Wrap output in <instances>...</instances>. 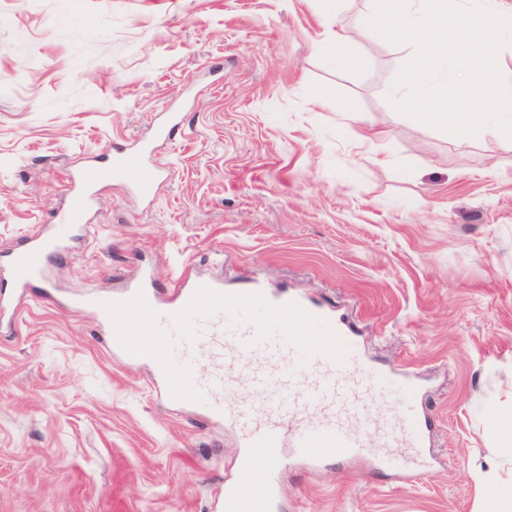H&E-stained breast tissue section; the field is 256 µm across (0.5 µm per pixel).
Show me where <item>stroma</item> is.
Here are the masks:
<instances>
[{
	"label": "stroma",
	"instance_id": "35a3bbf8",
	"mask_svg": "<svg viewBox=\"0 0 512 512\" xmlns=\"http://www.w3.org/2000/svg\"><path fill=\"white\" fill-rule=\"evenodd\" d=\"M373 0H0V255L64 204L68 172L149 137L153 200L104 185L89 235L0 335V512H213L231 428L157 397L149 363L114 355L61 307L138 266L296 294L417 385L423 468L289 458L287 512H476L475 474L512 450V142L463 140L394 110L412 56L360 29ZM357 29L346 56L327 30ZM376 137L358 145L348 108ZM487 430L497 441L512 442V413L495 411L487 421Z\"/></svg>",
	"mask_w": 512,
	"mask_h": 512
}]
</instances>
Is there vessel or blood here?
Returning a JSON list of instances; mask_svg holds the SVG:
<instances>
[{
  "label": "vessel or blood",
  "mask_w": 512,
  "mask_h": 512,
  "mask_svg": "<svg viewBox=\"0 0 512 512\" xmlns=\"http://www.w3.org/2000/svg\"><path fill=\"white\" fill-rule=\"evenodd\" d=\"M177 128V122H165L154 141L116 148L107 164L93 163L71 172L69 198L53 216L48 231L26 239L0 267L13 289L11 295H0V333L11 330V316L22 300L32 288L45 286L48 266L66 256L78 230L87 229V216L98 200L100 186L118 181L141 199L154 197L164 177L163 169L152 160L155 145L172 139ZM202 286L218 292L224 289L222 280L183 272L167 295L156 287L150 269L142 267L121 297L126 300L144 292L159 314L160 325L170 330L174 314ZM70 305L89 309L112 352L134 361V354L124 353L118 343L99 299H74ZM194 326L195 341H177L174 359L191 366L193 381L206 398L200 411L231 427L240 446L235 475L215 496L216 512H278L281 475L291 456L312 463L373 456L382 470L401 472L407 470L410 458L390 453L389 448L403 441L414 457H423L429 430L414 387L366 362L351 328L338 322L333 325L348 347L344 363L338 364L322 355L302 359L296 347L276 338L254 343V328L233 324L224 313L195 319ZM206 359L219 360V368L201 373L200 364ZM243 376L257 396L267 398L263 413L246 404L225 403V391ZM397 394L404 395L405 402L394 417L380 423L369 416L366 407L372 397Z\"/></svg>",
  "instance_id": "vessel-or-blood-1"
}]
</instances>
